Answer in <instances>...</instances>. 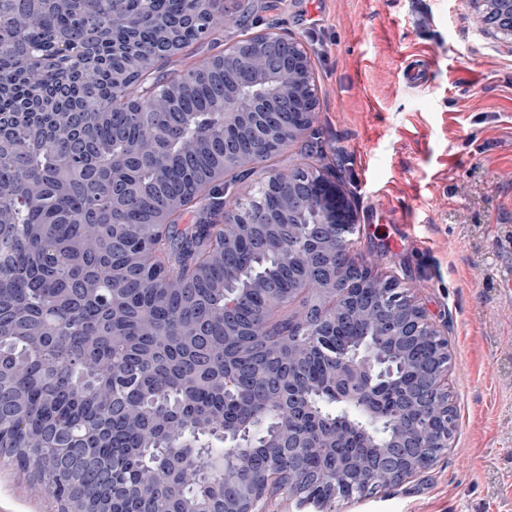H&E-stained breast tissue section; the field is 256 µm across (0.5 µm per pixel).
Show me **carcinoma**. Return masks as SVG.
<instances>
[{"instance_id":"obj_1","label":"carcinoma","mask_w":512,"mask_h":512,"mask_svg":"<svg viewBox=\"0 0 512 512\" xmlns=\"http://www.w3.org/2000/svg\"><path fill=\"white\" fill-rule=\"evenodd\" d=\"M76 0L57 10L32 11L23 0H0V30L27 45L22 54L0 43V75L15 81L0 93V115L11 119L10 145L0 150V419L12 452L49 478L46 453L35 449L52 434L82 444L86 428L100 431L97 448L112 464V485L143 496V512H193L198 477L244 449L254 460L255 491L279 463L273 483L308 478L304 498L317 504L361 497L382 486L351 491L334 484L336 462L376 455L365 434L383 443L401 423L425 433L444 427L438 415L404 413L399 391L374 376L356 391L372 398L379 423L370 428L329 388L333 344L314 343L319 314L334 295L316 280V260L302 248V231L316 219L305 206L292 224H237L236 212L266 198L263 183L247 195L225 197L224 68L208 61L167 72L135 53L130 80L113 81V47L127 42V25L155 34L165 15L194 8V0ZM205 30L218 42L222 28L209 11L181 34V47ZM70 36L69 62L96 43L98 66L69 89L82 123L51 112L48 141L39 139L23 108L34 86L53 84L62 67L57 36ZM193 223L179 227L184 216ZM240 276L225 311L224 268ZM263 281L265 288L251 284ZM43 336V352L30 337ZM373 336L363 317L330 336L360 349ZM238 390L224 391V376ZM292 407L264 421V407L289 394ZM292 419L295 428L349 432L338 449L310 448L296 470L281 457L270 430ZM242 434L218 448L212 437ZM190 441L172 466L152 462L169 444ZM183 476L181 497L162 493L171 472ZM209 488L211 512H224L225 493Z\"/></svg>"}]
</instances>
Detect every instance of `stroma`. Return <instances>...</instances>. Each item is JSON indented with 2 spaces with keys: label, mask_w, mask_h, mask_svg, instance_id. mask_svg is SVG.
<instances>
[{
  "label": "stroma",
  "mask_w": 512,
  "mask_h": 512,
  "mask_svg": "<svg viewBox=\"0 0 512 512\" xmlns=\"http://www.w3.org/2000/svg\"><path fill=\"white\" fill-rule=\"evenodd\" d=\"M242 16L182 71L275 32L311 59L317 137L278 171L325 162L355 215L356 257L445 332L455 437L427 468L323 512H512V40L473 0H220ZM34 468L0 459V512H57Z\"/></svg>",
  "instance_id": "1"
}]
</instances>
